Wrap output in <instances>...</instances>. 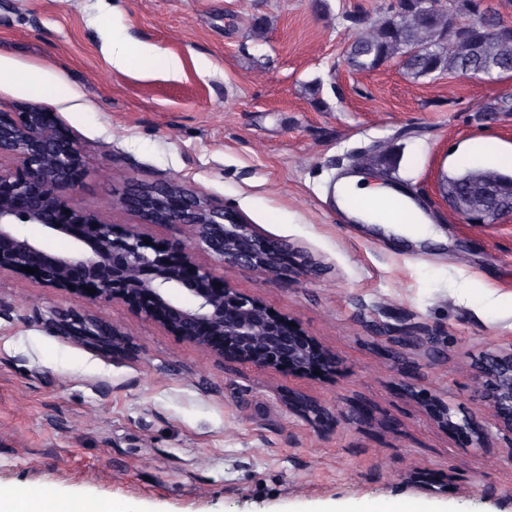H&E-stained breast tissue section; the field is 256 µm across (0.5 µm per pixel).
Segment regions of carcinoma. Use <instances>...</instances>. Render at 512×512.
Instances as JSON below:
<instances>
[{
    "mask_svg": "<svg viewBox=\"0 0 512 512\" xmlns=\"http://www.w3.org/2000/svg\"><path fill=\"white\" fill-rule=\"evenodd\" d=\"M484 10L485 28L452 39L448 36V10L433 7L429 0L393 9L351 40L345 63L355 70L372 71L395 59L412 78L465 71L486 76L512 74V37L495 34L494 29L504 21L498 11L487 6ZM489 187L512 192V174L468 167L442 184L448 200L468 211L480 205Z\"/></svg>",
    "mask_w": 512,
    "mask_h": 512,
    "instance_id": "obj_1",
    "label": "carcinoma"
}]
</instances>
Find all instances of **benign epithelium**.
Returning a JSON list of instances; mask_svg holds the SVG:
<instances>
[{
	"label": "benign epithelium",
	"mask_w": 512,
	"mask_h": 512,
	"mask_svg": "<svg viewBox=\"0 0 512 512\" xmlns=\"http://www.w3.org/2000/svg\"><path fill=\"white\" fill-rule=\"evenodd\" d=\"M0 272L34 277L47 287L81 294L87 299L129 301L137 312L159 319L174 335L258 368H278L288 358L291 373L310 374L330 366L336 355L284 320L278 326L266 306L226 284L209 268L195 262L192 247L206 250L218 263L232 262L280 276L288 274V245L257 234L234 211L213 204L196 189L178 182L124 194V206L148 224H174L191 233L192 246L151 241L135 231L119 232L93 207H81L73 195L86 170V156L43 104L0 109ZM492 193L488 210L473 212L482 221L512 216V201L498 210ZM38 224L48 237H66L69 250L50 253L19 231ZM95 293L90 294L88 290ZM189 293L188 305L181 294ZM61 338L118 353L128 347L126 336L112 323L89 314L57 312L50 317ZM476 371L483 398L499 427L512 431V349L484 357ZM288 406L307 415L322 409L304 396Z\"/></svg>",
	"instance_id": "7a95c632"
}]
</instances>
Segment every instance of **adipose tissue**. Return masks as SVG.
I'll list each match as a JSON object with an SVG mask.
<instances>
[{
  "label": "adipose tissue",
  "mask_w": 512,
  "mask_h": 512,
  "mask_svg": "<svg viewBox=\"0 0 512 512\" xmlns=\"http://www.w3.org/2000/svg\"><path fill=\"white\" fill-rule=\"evenodd\" d=\"M158 60L173 77L180 76L185 67L180 56L163 52L149 43H130L112 51V65L119 70L127 69L134 62L147 66ZM333 194L338 208L348 216L368 224L388 226L412 242L436 237L430 223L417 214L415 207L406 202L400 192L378 185H365L360 176L352 175L338 180ZM0 512H126V508L115 502L16 491L0 499Z\"/></svg>",
  "instance_id": "obj_1"
}]
</instances>
